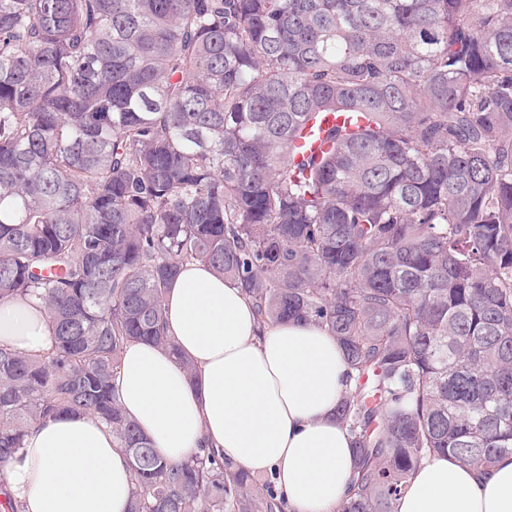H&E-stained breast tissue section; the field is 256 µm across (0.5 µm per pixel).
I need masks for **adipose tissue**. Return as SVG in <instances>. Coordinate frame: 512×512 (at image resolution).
<instances>
[{"mask_svg": "<svg viewBox=\"0 0 512 512\" xmlns=\"http://www.w3.org/2000/svg\"><path fill=\"white\" fill-rule=\"evenodd\" d=\"M165 308L173 349L128 344L115 380L118 403L155 453L180 462L214 448L237 468L273 474L288 512H338L354 456L336 416L350 386L336 338L313 323L259 324L242 289L200 263L181 267ZM0 344L47 350L43 307L0 301ZM0 486L23 512H127L133 476L111 429L74 413L32 426L0 468ZM395 512H512V454L488 469L431 455Z\"/></svg>", "mask_w": 512, "mask_h": 512, "instance_id": "obj_1", "label": "adipose tissue"}]
</instances>
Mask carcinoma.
<instances>
[{
    "instance_id": "carcinoma-1",
    "label": "carcinoma",
    "mask_w": 512,
    "mask_h": 512,
    "mask_svg": "<svg viewBox=\"0 0 512 512\" xmlns=\"http://www.w3.org/2000/svg\"><path fill=\"white\" fill-rule=\"evenodd\" d=\"M186 262L340 343V512H394L432 454L512 453V0H0V301L53 330L0 346V464L82 412L128 512L281 507L212 448L159 459L116 401ZM51 331L44 309L32 299L0 301V344L36 354L51 345Z\"/></svg>"
}]
</instances>
